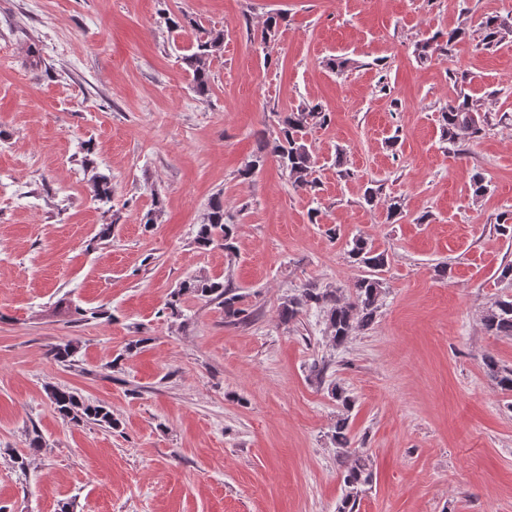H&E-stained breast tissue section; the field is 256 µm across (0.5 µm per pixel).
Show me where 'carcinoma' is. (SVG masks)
<instances>
[{"label": "carcinoma", "instance_id": "cac0c4a2", "mask_svg": "<svg viewBox=\"0 0 512 512\" xmlns=\"http://www.w3.org/2000/svg\"><path fill=\"white\" fill-rule=\"evenodd\" d=\"M506 21L507 18L501 15H488L483 18L480 23L482 48L489 50L506 39L508 32L503 28ZM287 25V16L269 15L256 30V38L261 44L267 45ZM467 34L465 27L450 30L446 43L442 45L440 34L436 33L415 44V52L419 59L426 60L436 53L448 51L453 43L465 38ZM223 45L224 31L205 30L199 36L194 52L184 57V63L192 72L194 88L201 96L210 90V65ZM454 83L460 85V89L448 103V107L441 112V121L443 136L448 144L455 147L482 133L484 124L487 123L488 109L485 102L466 92L465 75L455 77ZM327 121L328 113L319 103L299 105L283 113L278 122L276 137L270 142L269 148L262 147L249 157L240 168L239 176L245 180L251 179L263 167L267 155L270 154L288 174L293 185L314 191L317 187L313 177L316 158L311 145L307 143L306 134L312 127ZM89 182L95 201L104 206L111 203L112 184L109 177L95 173ZM381 199L384 200L388 216L393 217L401 212V198H381V187H369L364 193V201L369 206ZM235 224V214L225 206L224 197L218 195L211 200L202 224L198 225L195 242L201 249L218 246L231 253L235 250ZM348 256L354 263L365 268L364 274L356 277L344 288L305 285L300 293L290 295L282 302L279 310L280 321L293 324L303 312L316 308L323 312L327 338L335 347L346 344L354 333L369 329L375 322L385 294L384 279L380 272L388 265V256L383 251H377L364 237L352 240ZM190 296L221 300L224 304V318L229 323L245 324L251 318V314L239 307V294L235 293V288L230 283L206 275L190 278L171 293L166 303L169 315L182 316L183 303ZM481 321L488 334L512 337V295H501L494 299L483 311ZM77 352L76 339L58 344L50 350L53 359L64 366L72 365ZM483 363L497 387L504 393L512 392V368L500 365L491 354L483 357ZM328 393L340 409L332 431V440L337 453L344 458L341 472L344 493L336 512H358L360 497L372 486L374 479L371 459L364 452L352 447L349 437V412L354 407L355 397L337 380L328 384ZM48 396L58 414L71 423H94L110 429L118 427V422L112 417V411L108 407L88 404L72 390L50 386Z\"/></svg>", "mask_w": 512, "mask_h": 512}]
</instances>
